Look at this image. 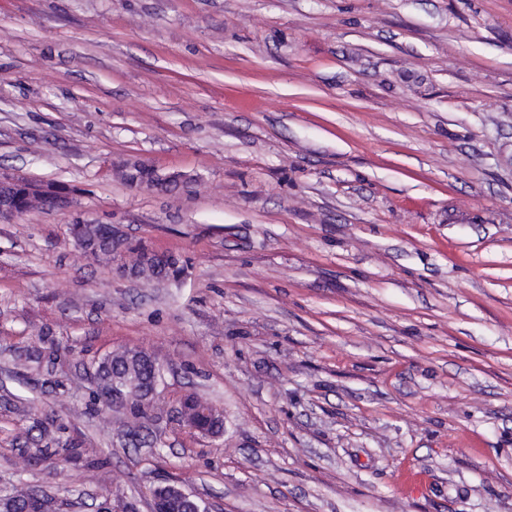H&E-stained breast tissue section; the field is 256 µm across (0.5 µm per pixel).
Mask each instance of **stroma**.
I'll use <instances>...</instances> for the list:
<instances>
[{"label": "stroma", "mask_w": 512, "mask_h": 512, "mask_svg": "<svg viewBox=\"0 0 512 512\" xmlns=\"http://www.w3.org/2000/svg\"><path fill=\"white\" fill-rule=\"evenodd\" d=\"M0 173L72 197L0 223V487L512 512V0H0ZM83 223L184 278L120 276ZM123 349L163 370L133 434L91 407ZM189 393L223 437L178 421ZM32 405L80 460L35 454ZM69 236L74 240L75 244L88 255L94 254V244L104 240H112V248L100 249L97 251L96 258L102 261H112V249L116 255L117 268L120 267V272L124 275L130 273V265L125 264V253L118 247L117 238L119 234L111 226H104L101 224H72L70 225ZM125 264V265H124Z\"/></svg>", "instance_id": "obj_1"}]
</instances>
